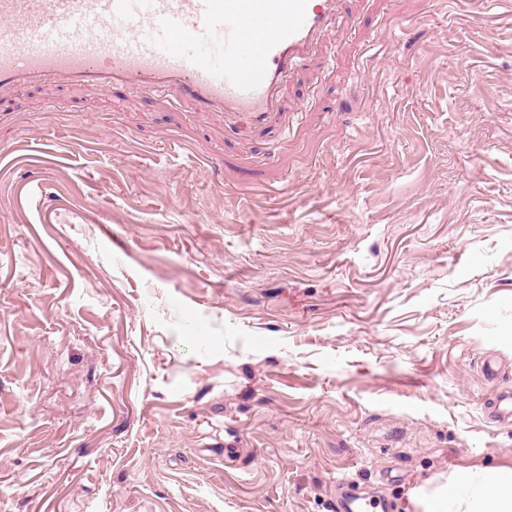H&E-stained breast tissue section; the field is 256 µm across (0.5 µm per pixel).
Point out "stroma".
<instances>
[{
  "label": "stroma",
  "mask_w": 512,
  "mask_h": 512,
  "mask_svg": "<svg viewBox=\"0 0 512 512\" xmlns=\"http://www.w3.org/2000/svg\"><path fill=\"white\" fill-rule=\"evenodd\" d=\"M283 104L0 112V512H423L512 469V5L341 0ZM336 512H389L385 502L378 498H355L341 495L336 498Z\"/></svg>",
  "instance_id": "obj_1"
}]
</instances>
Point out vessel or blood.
I'll list each match as a JSON object with an SVG mask.
<instances>
[{
	"mask_svg": "<svg viewBox=\"0 0 512 512\" xmlns=\"http://www.w3.org/2000/svg\"><path fill=\"white\" fill-rule=\"evenodd\" d=\"M340 0H0V103L20 88L162 92L183 111L262 125ZM336 512H387L337 497Z\"/></svg>",
	"mask_w": 512,
	"mask_h": 512,
	"instance_id": "vessel-or-blood-1",
	"label": "vessel or blood"
}]
</instances>
